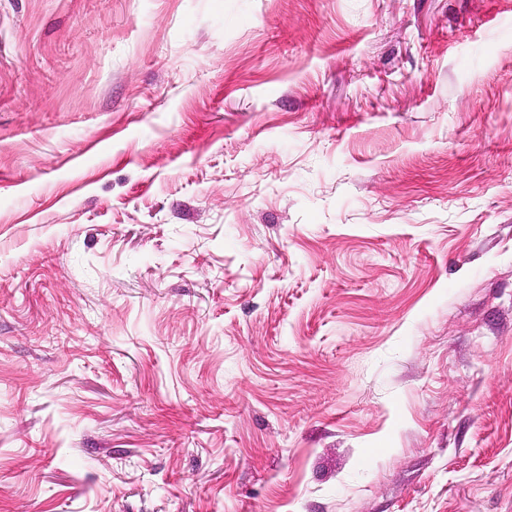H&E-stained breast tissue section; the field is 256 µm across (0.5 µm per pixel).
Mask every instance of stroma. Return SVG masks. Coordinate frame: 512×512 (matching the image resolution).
I'll return each instance as SVG.
<instances>
[{"label":"stroma","instance_id":"obj_1","mask_svg":"<svg viewBox=\"0 0 512 512\" xmlns=\"http://www.w3.org/2000/svg\"><path fill=\"white\" fill-rule=\"evenodd\" d=\"M0 512H512V0H0Z\"/></svg>","mask_w":512,"mask_h":512}]
</instances>
